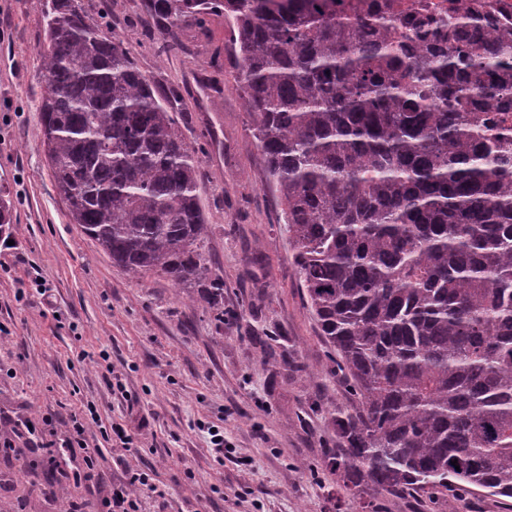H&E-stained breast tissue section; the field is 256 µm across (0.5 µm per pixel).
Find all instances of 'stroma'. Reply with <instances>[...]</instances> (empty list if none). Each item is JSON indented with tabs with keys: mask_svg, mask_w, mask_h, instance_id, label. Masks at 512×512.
I'll return each instance as SVG.
<instances>
[{
	"mask_svg": "<svg viewBox=\"0 0 512 512\" xmlns=\"http://www.w3.org/2000/svg\"><path fill=\"white\" fill-rule=\"evenodd\" d=\"M161 89H176L178 131L198 159L205 256L224 280L216 307L201 284L128 274L72 224L47 164L37 51L46 0H0V206L14 245H0V512H102L126 466L151 472L166 502L144 512H435L418 497L361 500L323 465L339 446L334 412L354 404L299 288L279 207L266 184L239 60L223 14L187 18L157 53L140 0H84ZM40 276L49 297L21 290ZM120 377L124 388L111 387ZM87 423L86 449L40 463L25 423L65 436ZM224 430L216 454L206 431ZM132 437L122 448L113 432ZM95 480L74 483L85 453Z\"/></svg>",
	"mask_w": 512,
	"mask_h": 512,
	"instance_id": "obj_1",
	"label": "stroma"
}]
</instances>
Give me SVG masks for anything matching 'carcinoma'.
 Masks as SVG:
<instances>
[{
    "instance_id": "obj_1",
    "label": "carcinoma",
    "mask_w": 512,
    "mask_h": 512,
    "mask_svg": "<svg viewBox=\"0 0 512 512\" xmlns=\"http://www.w3.org/2000/svg\"><path fill=\"white\" fill-rule=\"evenodd\" d=\"M483 8L142 0L165 39L187 17L232 23L299 288L355 399L324 459L353 496L512 498V28L485 31ZM37 55L71 223L129 274L223 299L176 99L83 0H48Z\"/></svg>"
}]
</instances>
